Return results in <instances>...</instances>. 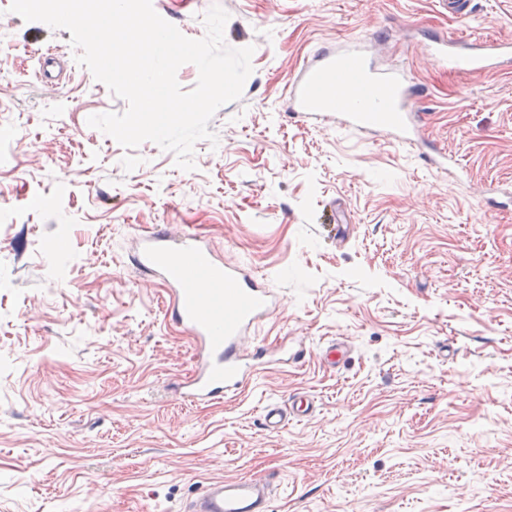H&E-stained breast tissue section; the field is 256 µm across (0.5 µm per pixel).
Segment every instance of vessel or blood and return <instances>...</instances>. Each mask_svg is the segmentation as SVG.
<instances>
[{"mask_svg": "<svg viewBox=\"0 0 512 512\" xmlns=\"http://www.w3.org/2000/svg\"><path fill=\"white\" fill-rule=\"evenodd\" d=\"M434 61L454 72H476L512 66V42H489L481 49L466 41L435 42ZM357 82L365 97L384 95L386 111L358 110L336 98L335 78ZM410 85L397 71L377 72L364 64L358 43L315 54L289 83L288 110L304 120L335 118L351 132L384 130L404 146L418 145L421 118L411 109ZM136 263L163 282L171 299L169 316L192 339L195 354L190 378L180 396L203 404L237 393L254 383L259 370L242 345L252 330L279 305L277 293L256 283L244 264L217 259L199 235L164 231L149 233L135 245ZM308 401L289 399L287 406H265V429L277 432L286 418L306 416ZM276 475L255 480L238 478L210 482L185 512H269Z\"/></svg>", "mask_w": 512, "mask_h": 512, "instance_id": "vessel-or-blood-1", "label": "vessel or blood"}]
</instances>
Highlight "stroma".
Masks as SVG:
<instances>
[{
    "mask_svg": "<svg viewBox=\"0 0 512 512\" xmlns=\"http://www.w3.org/2000/svg\"><path fill=\"white\" fill-rule=\"evenodd\" d=\"M254 46L240 99L213 116L195 170L88 116L123 112L71 34L0 19V512H183L215 479L278 473L272 512H512V68L442 69L434 39L512 40V0H153L199 39L212 5ZM362 37L403 68L429 170L389 136L289 117L315 51ZM348 227L347 239L336 235ZM164 228L207 238L280 296L247 351L289 345L256 385L191 405L190 338L133 248ZM351 347L336 369L321 350ZM314 402L280 431L262 409Z\"/></svg>",
    "mask_w": 512,
    "mask_h": 512,
    "instance_id": "obj_1",
    "label": "stroma"
}]
</instances>
